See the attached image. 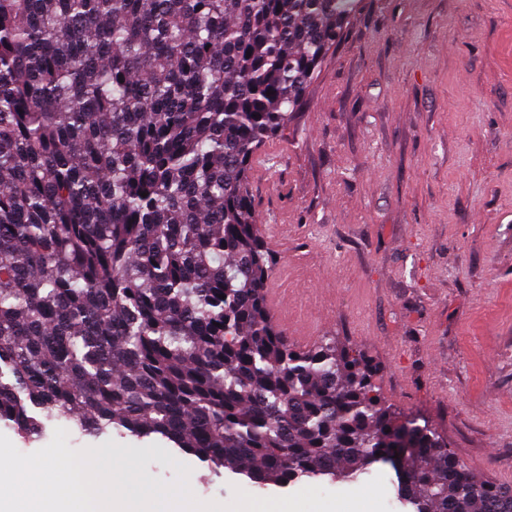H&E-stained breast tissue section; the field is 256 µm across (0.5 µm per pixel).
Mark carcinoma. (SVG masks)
Instances as JSON below:
<instances>
[{"instance_id": "cac0c4a2", "label": "carcinoma", "mask_w": 512, "mask_h": 512, "mask_svg": "<svg viewBox=\"0 0 512 512\" xmlns=\"http://www.w3.org/2000/svg\"><path fill=\"white\" fill-rule=\"evenodd\" d=\"M360 8L0 0V424L155 434L260 488L385 462L413 512H512L361 351L293 349L265 301L254 162Z\"/></svg>"}]
</instances>
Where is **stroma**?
Here are the masks:
<instances>
[{
	"mask_svg": "<svg viewBox=\"0 0 512 512\" xmlns=\"http://www.w3.org/2000/svg\"><path fill=\"white\" fill-rule=\"evenodd\" d=\"M265 149L289 344L361 349L387 405L512 486V0H364ZM175 457L203 501L300 489Z\"/></svg>",
	"mask_w": 512,
	"mask_h": 512,
	"instance_id": "obj_1",
	"label": "stroma"
}]
</instances>
